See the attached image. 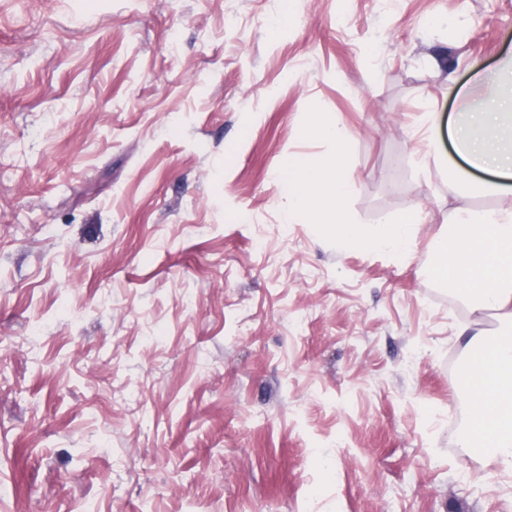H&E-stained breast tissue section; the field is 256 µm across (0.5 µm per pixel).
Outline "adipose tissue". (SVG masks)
Listing matches in <instances>:
<instances>
[{
    "label": "adipose tissue",
    "mask_w": 512,
    "mask_h": 512,
    "mask_svg": "<svg viewBox=\"0 0 512 512\" xmlns=\"http://www.w3.org/2000/svg\"><path fill=\"white\" fill-rule=\"evenodd\" d=\"M426 122L429 144H438L443 130L451 139L457 159L448 165L449 186H470L473 171L481 170L490 174L482 191L512 188V91L473 103L464 118L448 126H441L434 112ZM311 130L332 141L335 150L321 160L289 156L278 174L289 216H303L346 248L412 254L420 211L402 210L368 226L356 223L348 207L353 191L346 176L350 134L326 112ZM431 249L434 277L457 291L472 312L493 310L512 321V205L455 208ZM473 361L474 373L466 382L468 423L458 446L463 455L480 452L501 473L512 475V336L479 340Z\"/></svg>",
    "instance_id": "ef3b65f1"
}]
</instances>
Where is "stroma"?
Masks as SVG:
<instances>
[{
	"label": "stroma",
	"instance_id": "1",
	"mask_svg": "<svg viewBox=\"0 0 512 512\" xmlns=\"http://www.w3.org/2000/svg\"><path fill=\"white\" fill-rule=\"evenodd\" d=\"M0 0V512H512L461 455L471 338L431 275L460 196L416 134L512 51V0ZM352 135L357 223L289 218ZM310 131L332 141L335 150L323 160L288 156L278 182L288 199V216L302 215L309 224L332 233L345 248L384 250L410 255L415 248V227L420 211L409 208L386 216L381 224H357L348 207L353 183L346 176L350 134L338 118L318 112Z\"/></svg>",
	"mask_w": 512,
	"mask_h": 512
}]
</instances>
